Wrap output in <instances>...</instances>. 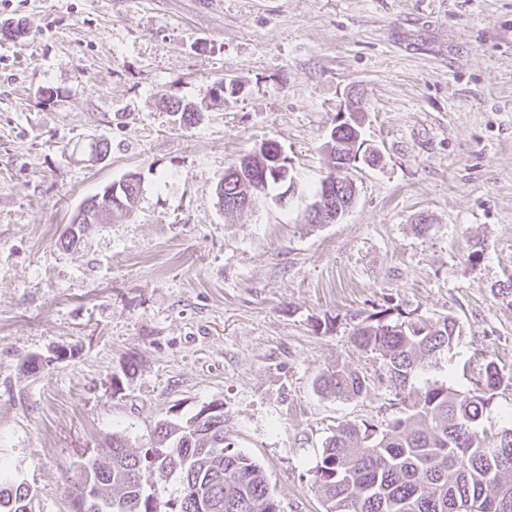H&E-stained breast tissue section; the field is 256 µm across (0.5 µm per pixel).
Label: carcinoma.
<instances>
[{
  "label": "carcinoma",
  "instance_id": "obj_1",
  "mask_svg": "<svg viewBox=\"0 0 512 512\" xmlns=\"http://www.w3.org/2000/svg\"><path fill=\"white\" fill-rule=\"evenodd\" d=\"M166 108L181 126L195 124L202 112L176 97ZM354 136L351 128L331 130L330 168L350 164ZM244 163L256 174L267 172L253 199L278 185L266 156L254 151L228 169L224 184L238 182ZM459 337L451 315L394 323L384 315L353 333L354 345L378 360L376 381L393 395L395 413L381 427L341 423L326 439L311 478L324 512H461L469 501L480 512H501L498 502L512 503V426L492 434L490 446L481 428L502 382L495 364H487L484 382L468 392L440 380L416 384ZM317 383L323 393L349 400L367 394L371 380L342 366ZM149 451L134 452L122 433H112L108 450L67 483L76 512L84 503L87 512H162L145 490L146 472L154 470L179 474L180 497L169 512H279L261 467L226 442L221 410L160 421ZM37 500L26 483L0 476V512H35Z\"/></svg>",
  "mask_w": 512,
  "mask_h": 512
}]
</instances>
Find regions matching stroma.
Segmentation results:
<instances>
[{
	"instance_id": "35a3bbf8",
	"label": "stroma",
	"mask_w": 512,
	"mask_h": 512,
	"mask_svg": "<svg viewBox=\"0 0 512 512\" xmlns=\"http://www.w3.org/2000/svg\"><path fill=\"white\" fill-rule=\"evenodd\" d=\"M16 23L0 37V464L36 512H73L65 485L112 432L138 452L213 401L280 512H323L325 440L392 410L380 386L345 401L315 381L375 377L351 336L387 308L455 317L429 380L465 392L494 363L486 422L512 424V0H0V28ZM225 78L241 92L205 107ZM351 92L382 162L349 169L352 207L313 226ZM172 94L204 105L198 123L171 120ZM95 137L98 164L73 149ZM270 140L286 204L224 211L225 171ZM129 173L134 211L59 247Z\"/></svg>"
}]
</instances>
